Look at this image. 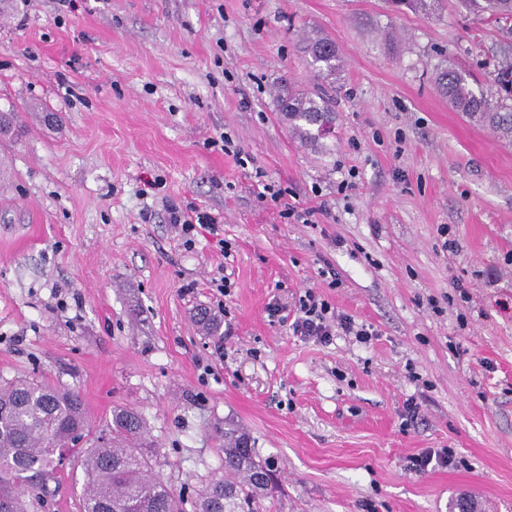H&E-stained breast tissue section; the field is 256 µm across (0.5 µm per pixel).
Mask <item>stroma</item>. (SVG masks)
<instances>
[{"instance_id": "35a3bbf8", "label": "stroma", "mask_w": 512, "mask_h": 512, "mask_svg": "<svg viewBox=\"0 0 512 512\" xmlns=\"http://www.w3.org/2000/svg\"><path fill=\"white\" fill-rule=\"evenodd\" d=\"M315 34L336 44L334 82L301 50ZM504 57L512 35L452 5L0 0V112L17 115L0 138V379L78 392L97 434L137 410L178 495L222 472L230 425L275 463L273 512H512V142L435 85L451 66L493 92ZM290 91L335 101L330 134L298 135ZM270 182L281 200L259 198ZM171 205L221 234L201 224L185 245ZM458 284L468 301H448ZM309 288L376 338L322 345L270 321ZM427 448L453 464L415 471Z\"/></svg>"}]
</instances>
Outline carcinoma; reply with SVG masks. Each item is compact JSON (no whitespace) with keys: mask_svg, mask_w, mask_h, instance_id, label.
I'll use <instances>...</instances> for the list:
<instances>
[{"mask_svg":"<svg viewBox=\"0 0 512 512\" xmlns=\"http://www.w3.org/2000/svg\"><path fill=\"white\" fill-rule=\"evenodd\" d=\"M398 5L429 13L442 0H394ZM455 7L508 25L512 31V0H455ZM322 78L339 69L336 45L310 37L305 46ZM496 96L474 90L458 70L445 67L435 82L458 112L486 124L505 140L512 138V61L494 65ZM281 111L311 140L323 137L334 121L333 102L312 93L282 100ZM66 451L80 461L85 482L81 512H270L274 499L273 463L261 460L248 439L233 427L224 429L220 451L224 474L205 481L190 501L178 496L153 474L144 417L134 410H115L108 430L91 436L81 396L27 379L0 381V512H42L49 484L60 478L62 462L53 452Z\"/></svg>","mask_w":512,"mask_h":512,"instance_id":"obj_1","label":"carcinoma"}]
</instances>
